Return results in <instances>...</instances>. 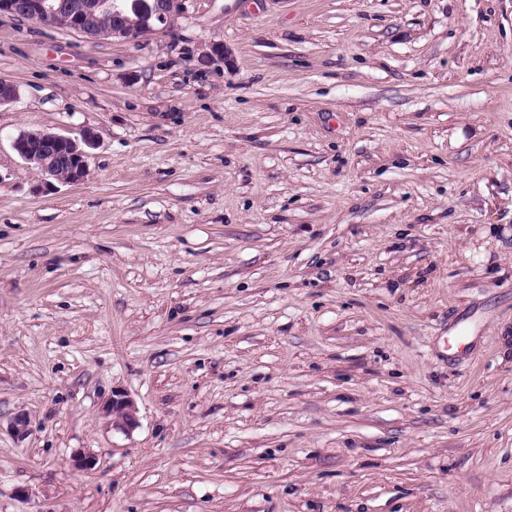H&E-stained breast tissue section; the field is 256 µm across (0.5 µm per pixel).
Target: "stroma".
I'll return each mask as SVG.
<instances>
[{
  "instance_id": "35a3bbf8",
  "label": "stroma",
  "mask_w": 512,
  "mask_h": 512,
  "mask_svg": "<svg viewBox=\"0 0 512 512\" xmlns=\"http://www.w3.org/2000/svg\"><path fill=\"white\" fill-rule=\"evenodd\" d=\"M0 79V512H512V0L0 14ZM65 0H0V14L25 15L48 28L82 34L90 38H117L138 43L159 31H171L184 12L185 0H86L65 4ZM102 15H111L112 27L100 25ZM113 19L116 21L113 23ZM12 147L21 160L36 171L41 186L74 185L89 175V149L95 147V134L89 129L74 137L47 131H23L14 138ZM59 155L68 161V169L64 171L56 162ZM103 414L112 420V428L130 430L136 422L137 408L133 398L125 392H113L103 405Z\"/></svg>"
}]
</instances>
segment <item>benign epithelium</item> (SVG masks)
Listing matches in <instances>:
<instances>
[{"mask_svg":"<svg viewBox=\"0 0 512 512\" xmlns=\"http://www.w3.org/2000/svg\"><path fill=\"white\" fill-rule=\"evenodd\" d=\"M0 0V14L24 15L48 28L82 34L90 38H117L138 43L160 31H170L184 12L185 0ZM115 19L110 27L100 25V18ZM12 147L21 160L36 171L43 187L78 184L90 172V149L95 147V134L85 129L74 137L47 131H23L14 138ZM64 157L68 169L58 168L57 159ZM137 408L125 392H114L103 405V414L112 420V428L130 430L136 422Z\"/></svg>","mask_w":512,"mask_h":512,"instance_id":"7a95c632","label":"benign epithelium"}]
</instances>
